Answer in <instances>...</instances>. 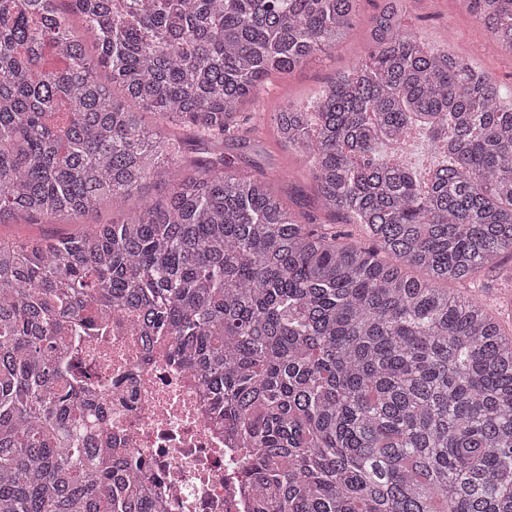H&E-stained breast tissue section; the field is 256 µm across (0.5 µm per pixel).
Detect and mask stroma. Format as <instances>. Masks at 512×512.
<instances>
[{"label":"stroma","instance_id":"stroma-1","mask_svg":"<svg viewBox=\"0 0 512 512\" xmlns=\"http://www.w3.org/2000/svg\"><path fill=\"white\" fill-rule=\"evenodd\" d=\"M382 0H359V11L352 31L320 60L297 68L284 77L268 81L261 94L246 102L243 114L249 127L236 139L225 141L224 160L236 172L274 178L275 190L283 196L299 217H315L318 223L333 224L353 234L361 229L343 215L319 210L308 169L277 140L275 117L288 102L313 105L327 89L336 73L347 70L363 59L369 47L367 30ZM407 22L419 38L440 53L451 52L473 57L478 68L500 84L505 102L512 103V54L488 47L483 55L473 56L474 45L483 43L482 26L467 13L458 10L455 0H410ZM112 221V212L102 209L77 219L39 217L0 224V237L23 240L31 237H67ZM512 269V258L502 257L499 271L480 280L458 286L461 295L471 296L493 309L505 330H512V280L505 275Z\"/></svg>","mask_w":512,"mask_h":512}]
</instances>
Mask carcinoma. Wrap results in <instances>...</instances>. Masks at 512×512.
Returning a JSON list of instances; mask_svg holds the SVG:
<instances>
[{
	"label": "carcinoma",
	"mask_w": 512,
	"mask_h": 512,
	"mask_svg": "<svg viewBox=\"0 0 512 512\" xmlns=\"http://www.w3.org/2000/svg\"><path fill=\"white\" fill-rule=\"evenodd\" d=\"M461 3L512 51V0ZM405 4L385 0L315 111L277 116L322 210L367 247L180 148L185 129L236 135L241 105L336 46L358 0H0V224L122 213L0 239V512H158L83 430L53 354L100 307L142 313L200 375L249 443L251 512H512V334L446 288L512 256V105L420 42ZM413 126L448 158L424 183L376 151ZM148 181L167 202L127 210ZM112 217L118 220V215L112 216V209H102L90 212L78 219L47 218L41 216L38 221L19 219L15 224H0V237L12 240H23L31 237L53 236L67 237L87 231L96 224L112 223Z\"/></svg>",
	"instance_id": "obj_1"
}]
</instances>
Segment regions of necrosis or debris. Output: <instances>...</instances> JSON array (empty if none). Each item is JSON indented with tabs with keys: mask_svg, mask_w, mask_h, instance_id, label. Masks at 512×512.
Instances as JSON below:
<instances>
[{
	"mask_svg": "<svg viewBox=\"0 0 512 512\" xmlns=\"http://www.w3.org/2000/svg\"><path fill=\"white\" fill-rule=\"evenodd\" d=\"M102 329L76 331L57 353L81 366L97 445L144 465L164 512H250L235 436L218 423L199 378L171 354L169 337L130 314L100 311Z\"/></svg>",
	"mask_w": 512,
	"mask_h": 512,
	"instance_id": "4bbe7bcc",
	"label": "necrosis or debris"
}]
</instances>
